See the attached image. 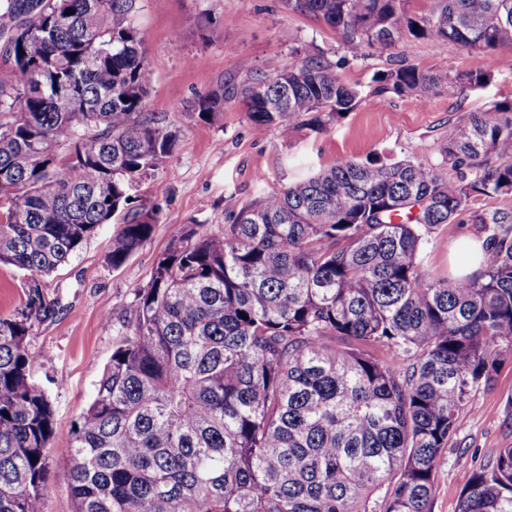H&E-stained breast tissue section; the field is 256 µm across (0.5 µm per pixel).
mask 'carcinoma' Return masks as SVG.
<instances>
[{
  "label": "carcinoma",
  "instance_id": "cac0c4a2",
  "mask_svg": "<svg viewBox=\"0 0 512 512\" xmlns=\"http://www.w3.org/2000/svg\"><path fill=\"white\" fill-rule=\"evenodd\" d=\"M138 2L0 0V264L26 275L21 309L0 316V512H41L56 460L28 343L52 312L42 278L121 215L107 255L119 267L157 221L130 208V191L172 156L179 130L145 111ZM407 2L295 8L356 59L406 38L512 52V0H435L421 16ZM240 69L247 81L202 97L199 118L241 99L255 125L288 139L297 120L321 128L361 100L321 58ZM489 81L407 64L375 94L424 102ZM439 155L344 161L216 230H171L75 423L64 467L75 512H431L472 393L512 355V216L478 219L474 275L432 276L423 251L477 197L512 194V100L456 123ZM457 512H512L511 445L465 473Z\"/></svg>",
  "mask_w": 512,
  "mask_h": 512
}]
</instances>
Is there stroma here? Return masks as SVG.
Returning a JSON list of instances; mask_svg holds the SVG:
<instances>
[{"mask_svg":"<svg viewBox=\"0 0 512 512\" xmlns=\"http://www.w3.org/2000/svg\"><path fill=\"white\" fill-rule=\"evenodd\" d=\"M190 14L199 17L200 27L185 28ZM132 23L149 63L146 109L165 115L181 135L174 154L140 176L131 192L132 208L158 211L152 234L139 250L121 267L109 265L114 227L106 224L44 280V293L55 302L56 313L35 326L29 346L37 356L33 376L52 401L55 448L69 447L74 424L93 401L112 355L116 316L149 283L173 225L218 228L234 206L349 159L380 156L437 163L438 146L451 124L493 102L512 100V70L499 66L496 53L421 39L371 49L356 59L340 33L288 0H140ZM315 55L336 64L342 81L363 96L354 111L332 119L323 130L302 121L291 138L282 139L276 128L254 126L239 101L226 105L214 120L199 119L200 97L226 80L243 82L242 59L269 73ZM404 64L451 74L487 72L492 80L480 89L444 91L424 102L395 94L379 102L372 94L376 75ZM495 213L512 214V194L472 202L458 223L438 233L429 246L427 269L450 271L452 254L474 238L477 217ZM511 411L512 358L502 364L491 386L473 394L443 451L431 512H457L464 473L486 463L498 448L512 445V426L505 422Z\"/></svg>","mask_w":512,"mask_h":512,"instance_id":"1","label":"stroma"}]
</instances>
